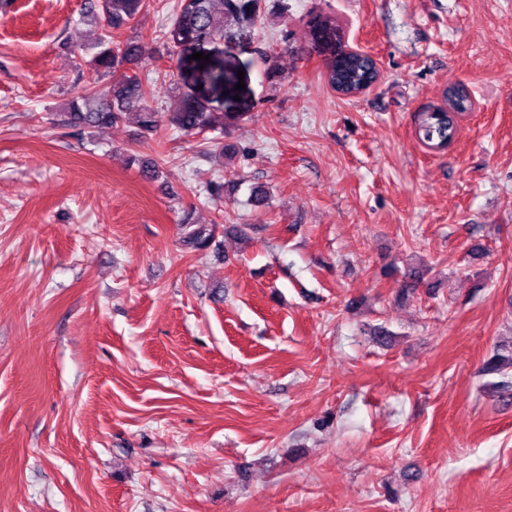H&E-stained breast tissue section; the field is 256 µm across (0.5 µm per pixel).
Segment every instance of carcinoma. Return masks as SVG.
I'll list each match as a JSON object with an SVG mask.
<instances>
[{
  "instance_id": "cac0c4a2",
  "label": "carcinoma",
  "mask_w": 512,
  "mask_h": 512,
  "mask_svg": "<svg viewBox=\"0 0 512 512\" xmlns=\"http://www.w3.org/2000/svg\"><path fill=\"white\" fill-rule=\"evenodd\" d=\"M106 23L105 33L97 45V51L88 61L95 74L94 86L70 104L64 113L65 122L84 128L112 125L119 122L129 111H137L141 128L155 133L168 123L187 135L213 130L218 126L214 113L208 111L197 98L185 96L178 100L170 112H155L145 104L151 83L139 74L128 72L125 67L135 64L145 53V46L133 40H114L112 31L132 23L145 7V0H97ZM233 18L238 22L255 24L263 20L259 0H177L176 14L169 31V39L175 45L187 40L207 43L224 38L225 21ZM110 74L111 84L103 86L100 79ZM376 78L371 59L358 52H343L336 67L326 70V79L336 91L351 94L359 91ZM458 128V120H446L427 112L423 113L416 129L417 139L425 144L442 148L452 142ZM182 242L188 249L201 252L209 249L214 238L213 229L196 224L190 214H185L180 224ZM485 375H496L499 381L494 387L504 401L512 399V348L499 347L481 368Z\"/></svg>"
}]
</instances>
